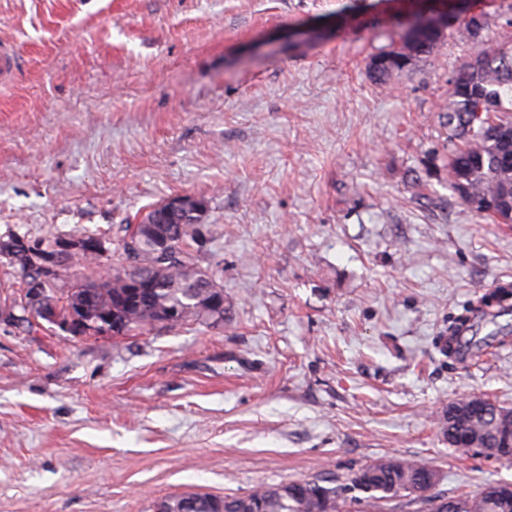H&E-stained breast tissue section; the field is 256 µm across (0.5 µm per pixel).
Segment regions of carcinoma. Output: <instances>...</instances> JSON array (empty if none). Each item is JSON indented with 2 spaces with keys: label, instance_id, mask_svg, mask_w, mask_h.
Here are the masks:
<instances>
[{
  "label": "carcinoma",
  "instance_id": "1",
  "mask_svg": "<svg viewBox=\"0 0 512 512\" xmlns=\"http://www.w3.org/2000/svg\"><path fill=\"white\" fill-rule=\"evenodd\" d=\"M402 40L413 53L402 56L392 49L373 56L369 71L384 83L420 57L432 54L445 40V30L408 22ZM448 139L460 141L448 152V189L475 212L499 221L512 212V49L479 50L449 81ZM198 212H169L152 205L136 225H118L91 234L59 232L33 236L10 230L0 236V259L17 270L21 280L37 273L40 254L57 250L61 239L92 243L88 249L61 260L60 274L45 285L60 315L89 297V322L108 315L118 326L116 335L148 329L173 330L190 325L224 326V285L218 267L201 264L198 253L213 238L203 222L207 202L197 199ZM138 248V265L123 280L113 272L127 261V241ZM16 314L23 331L42 328L37 308L28 305L22 289L0 301V314ZM512 410L485 398L474 415L466 401L448 405L439 427L448 445L466 455L472 450L499 461H512V440L505 438L504 418ZM435 468L422 459L391 457L353 472L347 482L334 477H313L261 486L247 495L217 497L192 492L165 497L167 512H377L381 504L409 497L420 512H512V493L503 496L496 486L473 495L448 497L432 494Z\"/></svg>",
  "mask_w": 512,
  "mask_h": 512
}]
</instances>
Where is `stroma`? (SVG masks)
I'll return each mask as SVG.
<instances>
[{
    "label": "stroma",
    "mask_w": 512,
    "mask_h": 512,
    "mask_svg": "<svg viewBox=\"0 0 512 512\" xmlns=\"http://www.w3.org/2000/svg\"><path fill=\"white\" fill-rule=\"evenodd\" d=\"M422 0H0V235L215 229L223 327L70 341L0 324V512H154L400 456L437 493L512 483L437 421L512 409V225L448 189V81L512 44V0L386 83ZM507 288L508 298L482 297Z\"/></svg>",
    "instance_id": "1"
}]
</instances>
